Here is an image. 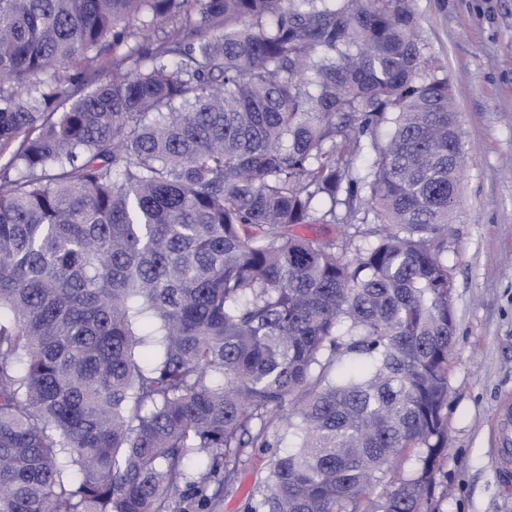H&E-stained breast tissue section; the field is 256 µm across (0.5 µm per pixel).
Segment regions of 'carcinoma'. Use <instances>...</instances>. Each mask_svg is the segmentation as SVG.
Listing matches in <instances>:
<instances>
[{"label":"carcinoma","instance_id":"carcinoma-1","mask_svg":"<svg viewBox=\"0 0 512 512\" xmlns=\"http://www.w3.org/2000/svg\"><path fill=\"white\" fill-rule=\"evenodd\" d=\"M423 50L414 0H0V512H213L255 448L246 512H429L465 155Z\"/></svg>","mask_w":512,"mask_h":512}]
</instances>
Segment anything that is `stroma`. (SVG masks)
Masks as SVG:
<instances>
[{
    "label": "stroma",
    "instance_id": "1",
    "mask_svg": "<svg viewBox=\"0 0 512 512\" xmlns=\"http://www.w3.org/2000/svg\"><path fill=\"white\" fill-rule=\"evenodd\" d=\"M427 58L458 102L467 162L448 242L455 344L448 455L431 512H512L496 473L493 416L512 392V0H415Z\"/></svg>",
    "mask_w": 512,
    "mask_h": 512
}]
</instances>
